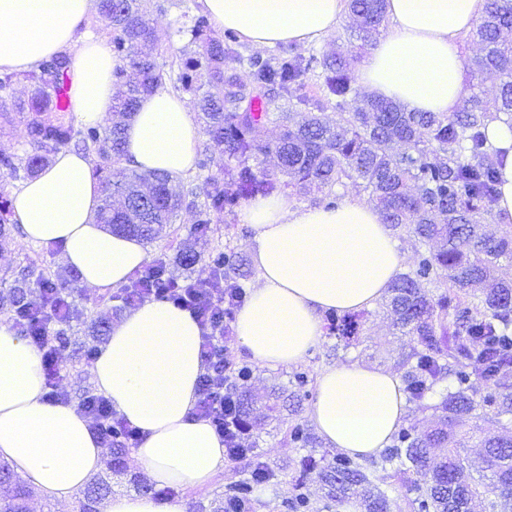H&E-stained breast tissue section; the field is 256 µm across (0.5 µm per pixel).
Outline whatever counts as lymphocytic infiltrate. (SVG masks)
Wrapping results in <instances>:
<instances>
[{"label":"lymphocytic infiltrate","instance_id":"lymphocytic-infiltrate-1","mask_svg":"<svg viewBox=\"0 0 512 512\" xmlns=\"http://www.w3.org/2000/svg\"><path fill=\"white\" fill-rule=\"evenodd\" d=\"M157 273V266H150L140 277L137 287L127 289L122 302L125 306L135 307L160 297L190 312L197 321L201 330L200 358L204 372L197 382L193 414L208 421L222 437L228 460H237V450L246 433L230 412L234 399L228 393V382L233 376V367L228 353L235 340V329L231 320L225 319L224 311L238 309L245 300V294L225 283L220 274L203 280H183L181 285L166 289L161 294L150 286ZM71 318L72 306L67 296L60 289L43 286L36 289L26 311L12 317L14 325L40 352L45 397L51 402L65 403L69 396L60 385L64 378L62 347L56 337L51 336L50 327L69 322ZM77 409L87 419L101 447H111V430L115 427L125 430L131 446H138V430L127 426L125 420L113 412L105 397L88 395L78 403Z\"/></svg>","mask_w":512,"mask_h":512}]
</instances>
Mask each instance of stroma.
<instances>
[{
	"instance_id": "35a3bbf8",
	"label": "stroma",
	"mask_w": 512,
	"mask_h": 512,
	"mask_svg": "<svg viewBox=\"0 0 512 512\" xmlns=\"http://www.w3.org/2000/svg\"><path fill=\"white\" fill-rule=\"evenodd\" d=\"M149 19L158 36V61L166 74H175L184 47L183 40L176 34L185 22L182 11L173 6L165 14H150ZM193 222L192 210L182 208L165 235L147 242L149 258L162 260L169 271L180 278L205 279L212 269L210 253L215 247L226 246L244 259V275L240 282L246 290H253L258 284V272L252 258L254 231L251 225L241 223L236 214L222 217L215 224L213 234L204 241L191 234ZM25 269L32 270L37 280L57 273L69 278L64 291L73 302L75 318L65 326L71 343L64 348V385L72 401H79L96 391L84 352L105 345L113 325L124 314L122 304L111 293H100L82 286L80 281L71 280L73 268L66 263L61 246L45 247L26 242L20 225H6L0 232V291L8 288ZM411 346L410 337L395 330L392 316L379 304L365 310L363 330L354 347L339 348L335 336L325 335L306 360L297 366L270 369L251 365L247 388L255 405L259 406L273 385L293 389V376L298 371L312 377L325 366L360 363L398 374L402 371L400 360ZM310 406V400L301 398L295 401L292 410L284 412L282 420L252 419L250 435L256 445L255 459L267 464L274 477L255 489L250 512H285L283 503L292 494L291 478L306 454L305 449L289 443L288 424L306 421Z\"/></svg>"
}]
</instances>
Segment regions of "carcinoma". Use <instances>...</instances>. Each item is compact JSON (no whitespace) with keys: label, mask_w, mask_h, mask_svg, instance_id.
Listing matches in <instances>:
<instances>
[{"label":"carcinoma","mask_w":512,"mask_h":512,"mask_svg":"<svg viewBox=\"0 0 512 512\" xmlns=\"http://www.w3.org/2000/svg\"><path fill=\"white\" fill-rule=\"evenodd\" d=\"M164 11V5L147 0H100V13L111 29L112 55L118 61L113 83L124 87L112 111L120 120L110 125L77 128L70 118L72 73L67 53L54 54L28 74L31 96L16 104L26 121L28 149L23 155L0 154V168L16 179H29L47 163L48 153L78 141L97 155L94 174L103 198L97 221L115 233L152 241L177 211L193 197L195 222L191 233L206 239L211 224L231 214L246 199L269 197L293 185L303 192H327L347 180L360 181L370 201L381 208L394 229L408 228L423 244L437 242L436 251L418 254L415 266L396 276L385 305L394 325L413 337L416 345L406 356L405 392L410 402L439 395L431 428L410 425L399 431L393 446L371 462L374 468L402 476L424 477L410 491L413 512H505L512 505V439L486 434L481 439L489 474L474 478L458 449L463 447L459 427L465 419L512 415V391L500 383L512 367V282L495 276L501 260H512V229L488 237L482 224L492 213L498 196V161L488 144L489 121L512 117V44L502 40L512 30V0H487L486 10L472 32L483 53L467 64L471 83L466 106L449 115L414 112L383 99L370 98L353 106L358 92L354 75L357 55L341 49L331 56L308 55L288 48L271 56H242L236 35H217L209 16L191 13L188 25L177 30L193 48L180 66L175 88L197 100L200 120L208 137L199 168H209L213 153L224 154V177L206 176L201 183L177 196L170 189L173 176L165 172H138L127 167L124 154L126 126L141 98L160 88L164 74L156 57L157 38L147 9ZM359 22L360 48L375 46L385 21V0H349ZM138 45V55H130ZM247 70L243 79L237 68ZM313 72L320 78L321 94L305 90L302 78ZM493 78L497 96L486 101L477 84ZM336 110V121L324 116ZM304 111L300 122L288 123L290 113ZM281 128L279 138L268 143L262 130ZM273 153V170L258 171L251 161ZM124 199L112 207V195ZM216 272L229 277L234 255H211ZM448 284L435 296L432 289ZM32 294L30 281L16 280L9 293L14 312L26 308ZM328 330L347 350L355 345L362 321L354 315L326 316ZM482 382L477 396L473 382ZM448 386H443V383ZM288 396L281 387L271 389L265 410L273 416L286 408ZM253 400L236 392V415L250 426ZM272 471L262 467L246 471L239 483L224 489L212 512H244L253 488L266 482ZM317 482L328 501L337 505L350 499L353 487L371 490L355 504L357 512H392L387 493L370 480L368 467L346 455L331 461L307 455L293 477L294 495L287 512H310L309 486ZM112 493L103 479L84 492L79 512H99L101 501ZM30 491L16 484L0 501V512H27Z\"/></svg>","instance_id":"cac0c4a2"}]
</instances>
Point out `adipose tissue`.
<instances>
[{"label": "adipose tissue", "instance_id": "adipose-tissue-1", "mask_svg": "<svg viewBox=\"0 0 512 512\" xmlns=\"http://www.w3.org/2000/svg\"><path fill=\"white\" fill-rule=\"evenodd\" d=\"M214 28L235 31L253 48L333 37L345 0H200ZM485 0H387L392 25L363 61L362 85L417 112H454L464 97L458 39L475 26ZM91 0H0V71H27L69 51L71 111L86 125L112 110L116 60L89 31ZM506 151L494 211L512 223V120L488 125ZM199 127L188 100L157 89L142 98L126 129L125 153L142 172L192 173ZM101 186L90 157L63 149L13 196L26 241L61 244L88 288L124 286L148 261L143 243L96 223ZM240 219L254 230L260 284L236 316L238 343L256 364L303 362L324 334L326 311L376 305L401 267L398 242L378 209L357 200L292 208L287 197H257ZM200 329L189 312L164 300L131 309L93 361L98 390L117 416L142 434L134 455L159 487L203 486L227 464L224 444L191 417L204 366ZM307 416L323 443L356 458L379 456L403 425L399 377L370 365L321 369ZM0 460L41 496L65 500L104 463L88 422L71 404L44 398L40 355L0 321Z\"/></svg>", "mask_w": 512, "mask_h": 512}]
</instances>
